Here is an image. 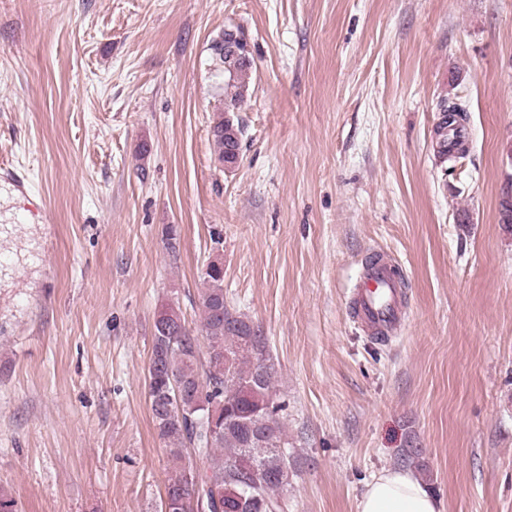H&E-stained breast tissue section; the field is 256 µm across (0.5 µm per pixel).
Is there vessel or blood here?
I'll return each mask as SVG.
<instances>
[{
  "instance_id": "obj_1",
  "label": "vessel or blood",
  "mask_w": 512,
  "mask_h": 512,
  "mask_svg": "<svg viewBox=\"0 0 512 512\" xmlns=\"http://www.w3.org/2000/svg\"><path fill=\"white\" fill-rule=\"evenodd\" d=\"M351 315L361 326L377 332L403 323L405 310L399 278L392 267L378 264L370 268L357 288Z\"/></svg>"
}]
</instances>
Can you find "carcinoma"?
Masks as SVG:
<instances>
[{"instance_id":"1","label":"carcinoma","mask_w":512,"mask_h":512,"mask_svg":"<svg viewBox=\"0 0 512 512\" xmlns=\"http://www.w3.org/2000/svg\"><path fill=\"white\" fill-rule=\"evenodd\" d=\"M211 50L217 70L233 68L224 81V108L231 113L247 100L253 61L228 60L222 37ZM451 125L445 115L434 130L445 160L455 150L448 146ZM211 133L218 162L234 167L243 125L220 114ZM200 280L202 337L186 328L177 301L163 305L154 323L149 401L154 429L173 462L166 484L172 512H193L194 493L204 495L205 512H284L283 405L274 401V365L265 339L224 298L222 262H210ZM176 388L180 399L172 401ZM187 450L202 464L196 473L182 465Z\"/></svg>"}]
</instances>
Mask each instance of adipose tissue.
<instances>
[{"label": "adipose tissue", "instance_id": "1", "mask_svg": "<svg viewBox=\"0 0 512 512\" xmlns=\"http://www.w3.org/2000/svg\"><path fill=\"white\" fill-rule=\"evenodd\" d=\"M357 512H439V509L437 500L411 472L386 468L367 484Z\"/></svg>", "mask_w": 512, "mask_h": 512}]
</instances>
